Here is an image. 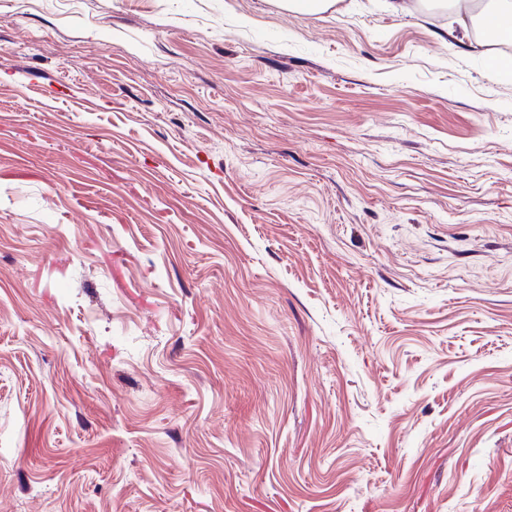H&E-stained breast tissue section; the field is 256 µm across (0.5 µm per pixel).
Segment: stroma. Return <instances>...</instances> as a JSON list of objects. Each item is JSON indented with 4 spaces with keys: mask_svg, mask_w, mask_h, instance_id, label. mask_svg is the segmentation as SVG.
<instances>
[{
    "mask_svg": "<svg viewBox=\"0 0 512 512\" xmlns=\"http://www.w3.org/2000/svg\"><path fill=\"white\" fill-rule=\"evenodd\" d=\"M431 0H0V512H512V78Z\"/></svg>",
    "mask_w": 512,
    "mask_h": 512,
    "instance_id": "1",
    "label": "stroma"
}]
</instances>
